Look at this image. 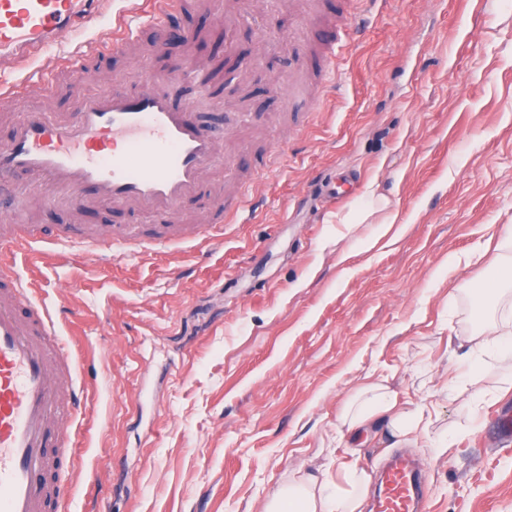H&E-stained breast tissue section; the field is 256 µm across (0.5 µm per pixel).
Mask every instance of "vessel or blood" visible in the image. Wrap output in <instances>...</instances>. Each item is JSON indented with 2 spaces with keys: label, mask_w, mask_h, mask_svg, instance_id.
I'll return each mask as SVG.
<instances>
[{
  "label": "vessel or blood",
  "mask_w": 512,
  "mask_h": 512,
  "mask_svg": "<svg viewBox=\"0 0 512 512\" xmlns=\"http://www.w3.org/2000/svg\"><path fill=\"white\" fill-rule=\"evenodd\" d=\"M101 5L102 0H0V66L22 67L31 54L69 42L73 29L100 14ZM179 5L180 0H144L139 18H119L107 41L74 47L64 61L69 77L86 82L87 59L125 52L149 28L175 31L182 47L177 70L181 78L195 79L194 36L174 25ZM303 20L331 30L314 53L321 73L334 71L337 48L350 43L352 19L310 0ZM0 96L15 109L11 137L0 145V176L28 177L49 194L65 187L69 209L103 201L167 218L147 233L105 226L88 242L77 224L51 230L42 224L0 225V512H69L72 439L59 420L76 413L80 395L70 384L71 362L49 310L34 302L16 268L17 253L42 243L68 248L83 241L91 249L127 255L142 236L167 247L215 240L249 210V195L229 196L205 213L203 223H170V216L204 194L205 172L220 155L224 133L195 118L196 105L182 98L178 80L160 81L151 69H144L139 91L96 92L65 118L33 109L22 85H0ZM379 485L374 512H416L424 496L417 465L403 457L386 464Z\"/></svg>",
  "instance_id": "1"
}]
</instances>
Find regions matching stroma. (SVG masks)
Listing matches in <instances>:
<instances>
[{
	"label": "stroma",
	"instance_id": "obj_1",
	"mask_svg": "<svg viewBox=\"0 0 512 512\" xmlns=\"http://www.w3.org/2000/svg\"><path fill=\"white\" fill-rule=\"evenodd\" d=\"M132 2L107 0L97 27L0 68V83L25 80L31 104L65 115L102 85L138 91L140 61L174 74L176 47L151 40L44 97L39 74ZM193 2L180 24L197 33L213 93L196 117L248 115L223 142L235 170L215 166L207 181L220 194L232 176L259 177L255 213L195 249L99 262L44 244L17 257L84 387L68 425L72 512H262L297 475L332 479L354 459L374 478L399 453L425 470L428 512H512V443L493 430L512 410V355L480 348L512 308V291L494 288L495 238L512 225V0H381L356 22L328 95L290 101L280 87L315 68L299 42L321 37L296 0H246L230 26L214 21L215 0ZM228 38L240 66L229 85L214 70ZM371 182L398 224L336 223ZM40 197L0 177V212L29 224L148 221ZM455 255L471 261L450 277ZM380 379L422 409L416 442L396 445L381 420L360 433L339 422Z\"/></svg>",
	"mask_w": 512,
	"mask_h": 512
}]
</instances>
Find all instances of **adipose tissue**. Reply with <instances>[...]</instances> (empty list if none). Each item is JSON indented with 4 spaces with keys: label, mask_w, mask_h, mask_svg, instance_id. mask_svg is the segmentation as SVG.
<instances>
[{
    "label": "adipose tissue",
    "mask_w": 512,
    "mask_h": 512,
    "mask_svg": "<svg viewBox=\"0 0 512 512\" xmlns=\"http://www.w3.org/2000/svg\"><path fill=\"white\" fill-rule=\"evenodd\" d=\"M386 421L391 435L405 444L415 441L422 415L400 405L394 392L382 382L362 386L346 403L341 420L349 429L367 427L374 418ZM369 475L356 464L342 465L336 479L309 476L281 486L265 512H361Z\"/></svg>",
    "instance_id": "1"
}]
</instances>
